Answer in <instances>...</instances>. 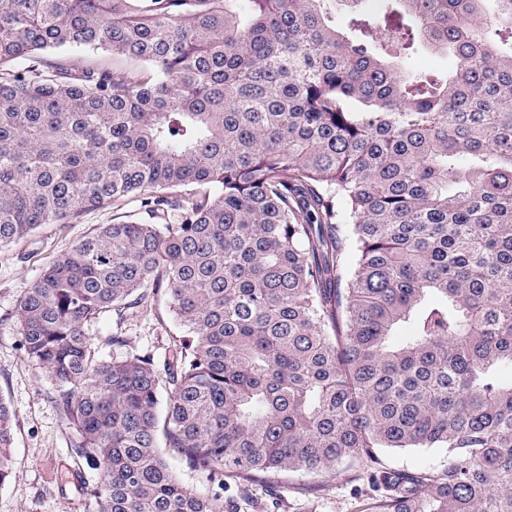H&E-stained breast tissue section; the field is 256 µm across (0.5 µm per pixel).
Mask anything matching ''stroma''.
<instances>
[{
  "label": "stroma",
  "mask_w": 512,
  "mask_h": 512,
  "mask_svg": "<svg viewBox=\"0 0 512 512\" xmlns=\"http://www.w3.org/2000/svg\"><path fill=\"white\" fill-rule=\"evenodd\" d=\"M112 221L111 209L85 214L74 224H45L17 244L0 249V397L15 413L9 480L0 486V512H92L90 488L101 483L99 470L74 459L71 434L53 401L55 385L30 362L21 345L17 301L55 256L100 224ZM90 335L103 355H111V336L125 342L129 353L151 354L164 361L179 347L183 336L167 306L165 294L123 315L104 314ZM444 448L391 450L320 476L280 475L274 482H255L248 494L236 484L224 489L235 512H369L381 494L372 477L380 471L420 473L443 469Z\"/></svg>",
  "instance_id": "stroma-1"
}]
</instances>
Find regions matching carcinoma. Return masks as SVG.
Wrapping results in <instances>:
<instances>
[{
    "label": "carcinoma",
    "instance_id": "cac0c4a2",
    "mask_svg": "<svg viewBox=\"0 0 512 512\" xmlns=\"http://www.w3.org/2000/svg\"><path fill=\"white\" fill-rule=\"evenodd\" d=\"M328 2L0 0V248L112 207L17 302L94 512H230L226 477L377 448L448 466L381 472L373 512H512V0H340L348 32ZM161 288L176 355L100 356L89 326ZM164 457L185 485L197 491H207L209 482L205 474L189 470L172 450H166Z\"/></svg>",
    "mask_w": 512,
    "mask_h": 512
}]
</instances>
